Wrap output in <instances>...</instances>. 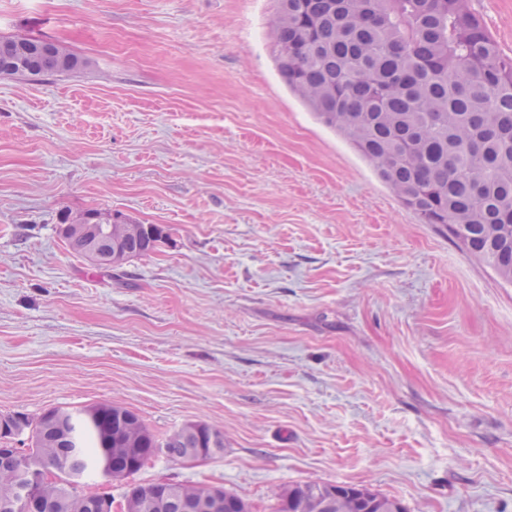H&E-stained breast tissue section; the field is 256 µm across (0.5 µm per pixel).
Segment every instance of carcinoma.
<instances>
[{
    "instance_id": "1",
    "label": "carcinoma",
    "mask_w": 512,
    "mask_h": 512,
    "mask_svg": "<svg viewBox=\"0 0 512 512\" xmlns=\"http://www.w3.org/2000/svg\"><path fill=\"white\" fill-rule=\"evenodd\" d=\"M276 62L288 87L318 119L343 134L424 224H441L467 252L512 283V58L470 7V0H278ZM88 61L65 45L35 37H0V76H40L83 69ZM164 228L143 224L122 241H102L100 265L117 267L156 251ZM131 416L127 422L124 415ZM107 404L100 415L72 420L68 438L44 418L5 420L33 427L31 448L0 458V512H21L10 473L38 466L50 448L56 471L124 472L128 459L104 448L125 446L130 426L141 432L140 465L156 436L136 414ZM172 458L224 452V436L183 427L163 439ZM142 493L183 512L158 483ZM67 482L42 512H70ZM275 512H406L367 488L306 483L285 490Z\"/></svg>"
}]
</instances>
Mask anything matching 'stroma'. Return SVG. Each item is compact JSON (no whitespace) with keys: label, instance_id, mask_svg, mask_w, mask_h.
<instances>
[{"label":"stroma","instance_id":"35a3bbf8","mask_svg":"<svg viewBox=\"0 0 512 512\" xmlns=\"http://www.w3.org/2000/svg\"><path fill=\"white\" fill-rule=\"evenodd\" d=\"M512 57V0H472ZM277 0H0V36L85 69L0 78V415L129 409L223 453L108 489L304 483L407 512H512V284L424 224L281 78ZM100 210L169 233L112 269L60 236Z\"/></svg>","mask_w":512,"mask_h":512}]
</instances>
